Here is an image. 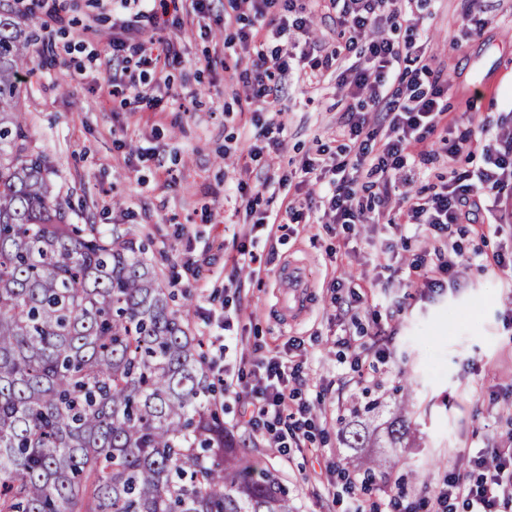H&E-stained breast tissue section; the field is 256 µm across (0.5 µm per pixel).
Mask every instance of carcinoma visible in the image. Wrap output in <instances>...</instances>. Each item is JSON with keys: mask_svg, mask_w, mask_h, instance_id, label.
<instances>
[{"mask_svg": "<svg viewBox=\"0 0 512 512\" xmlns=\"http://www.w3.org/2000/svg\"><path fill=\"white\" fill-rule=\"evenodd\" d=\"M0 0V512H296L224 427L189 324L129 232L68 221L29 143L33 32ZM355 415L348 448H405Z\"/></svg>", "mask_w": 512, "mask_h": 512, "instance_id": "cac0c4a2", "label": "carcinoma"}]
</instances>
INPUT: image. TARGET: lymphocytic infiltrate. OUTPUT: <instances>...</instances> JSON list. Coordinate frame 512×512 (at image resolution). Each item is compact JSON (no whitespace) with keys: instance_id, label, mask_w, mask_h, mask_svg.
Segmentation results:
<instances>
[{"instance_id":"1","label":"lymphocytic infiltrate","mask_w":512,"mask_h":512,"mask_svg":"<svg viewBox=\"0 0 512 512\" xmlns=\"http://www.w3.org/2000/svg\"><path fill=\"white\" fill-rule=\"evenodd\" d=\"M122 6H136L135 16L153 29L169 27L173 14H201L208 0H120ZM400 0H344L341 24L350 31L343 49L317 53L311 42L309 15L295 0H242L246 20L237 31L247 59L245 81L248 99L255 106V125L263 134L281 130L279 86L276 76L297 69L309 84L320 83L335 65L340 53L362 51L363 61L351 74H339L336 85L348 97L367 94L374 111L383 113L389 133L375 139L364 117L351 114L341 135L347 156L334 165L337 177L330 182L328 211L333 223L348 229L367 221V208L357 197V178L367 162H374L384 180L376 196V216L381 224H426L447 233L460 223L466 210L480 206V192L489 189L498 197L490 205L487 224L495 234L512 229L503 215L500 192L512 188V139L501 140L498 148L484 149L476 173L452 172L439 192L428 199L409 195L390 205L393 176L404 173L414 157L431 159L437 153L454 157L460 150L456 141L442 138L440 150L424 149L428 134L434 133L447 116L442 90L426 94L418 89L421 74L427 72L425 45L420 44L415 19L404 12ZM403 30L405 42H396L393 32ZM300 36L297 52L283 50L279 41L288 33ZM371 39L366 49H359L363 34ZM411 66L406 90L396 89L400 64ZM273 182L272 176L255 182L238 181L234 193L225 195L228 203L243 204L247 212H258V225L284 224L298 220L300 211L288 208L281 213L258 211L259 200ZM286 365L281 358L259 360L249 378L227 377L225 395L254 400L255 409L248 420L253 428L274 430L280 443L307 436L312 423L288 414L291 394L287 385ZM512 504V451L493 456H477L469 473H450L431 502V512H501Z\"/></svg>"}]
</instances>
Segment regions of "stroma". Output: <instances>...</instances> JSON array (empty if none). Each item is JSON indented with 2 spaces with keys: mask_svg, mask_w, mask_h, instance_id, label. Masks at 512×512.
I'll list each match as a JSON object with an SVG mask.
<instances>
[{
  "mask_svg": "<svg viewBox=\"0 0 512 512\" xmlns=\"http://www.w3.org/2000/svg\"><path fill=\"white\" fill-rule=\"evenodd\" d=\"M49 3L60 20L46 29L44 11L29 19L39 79L21 105L54 193L72 223L128 231L145 244L162 282L188 298L185 316L209 367L233 375L258 358L280 356L298 374L294 402L309 406L317 431L297 446L277 448L249 426L247 401H223L225 426L280 477L297 512H347L393 497L413 508L449 473L469 470L474 456L512 447V289L506 272L479 266L482 255L512 252V240L478 235L482 210L449 234L371 223L348 231L324 223V205L310 187L291 184L262 206L277 211L291 203L310 211V223L254 227L244 209L224 201L255 133L238 27L224 22L236 12L234 0H215L211 12L161 31L181 52L180 63L161 72L133 59L126 71L113 69L112 34L134 21L119 0ZM408 9L429 32L431 73L420 89L431 92L441 79L449 138L469 132L494 148L512 137V0H410ZM479 18L485 26L468 34ZM281 85V147L265 153L268 170L294 171L310 158L331 165L348 98L335 82L309 88L295 72ZM139 90L153 97L152 108L132 105ZM474 167L464 151L419 160L394 192L426 197L451 170ZM384 239L394 240V253L377 249ZM240 243L256 256L255 269L235 265ZM441 248L464 262L456 287L409 286L408 264L420 258L433 266ZM290 263L310 292L307 310L291 318L277 278ZM360 286L372 305L337 304ZM385 347L395 350L394 362H378ZM369 399L381 402L382 422L404 405L418 439L412 448L365 449L385 461L366 491L339 428Z\"/></svg>",
  "mask_w": 512,
  "mask_h": 512,
  "instance_id": "stroma-1",
  "label": "stroma"
}]
</instances>
